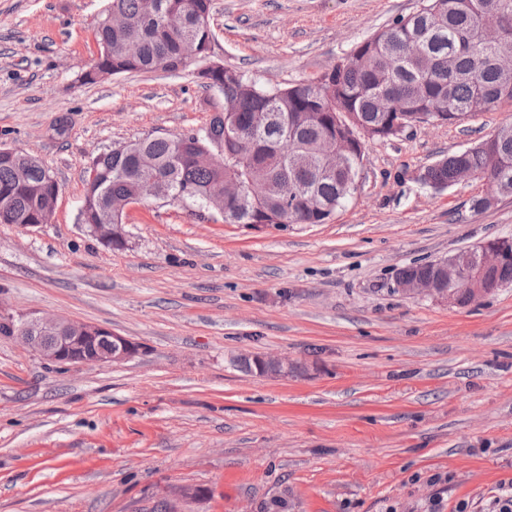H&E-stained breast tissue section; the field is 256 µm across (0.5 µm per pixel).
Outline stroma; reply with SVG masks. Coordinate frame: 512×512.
Returning <instances> with one entry per match:
<instances>
[{
  "label": "stroma",
  "mask_w": 512,
  "mask_h": 512,
  "mask_svg": "<svg viewBox=\"0 0 512 512\" xmlns=\"http://www.w3.org/2000/svg\"><path fill=\"white\" fill-rule=\"evenodd\" d=\"M421 0H212L206 56L86 83L107 0H0V148L59 185L48 223L0 224V314L50 313L140 342L60 366L0 338V512H489L512 483V284L465 307L394 291L398 269L512 238V197L419 176L512 123V103L365 144L324 224H227L133 206L115 250L81 224L94 156L206 126L208 63L256 85L320 77ZM288 359L259 377L233 357Z\"/></svg>",
  "instance_id": "stroma-1"
}]
</instances>
